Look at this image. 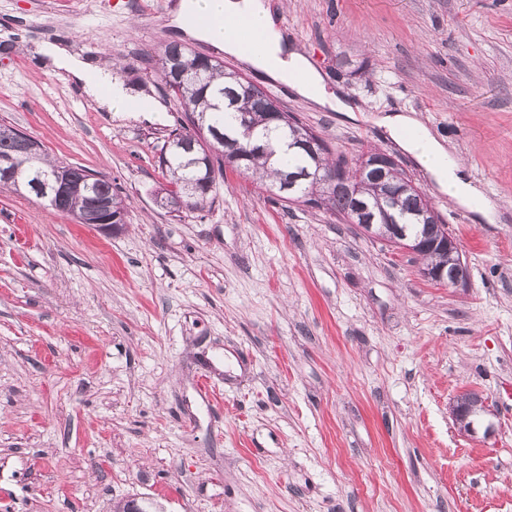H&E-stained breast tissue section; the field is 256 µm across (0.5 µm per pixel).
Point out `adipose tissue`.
<instances>
[{
	"label": "adipose tissue",
	"instance_id": "obj_1",
	"mask_svg": "<svg viewBox=\"0 0 512 512\" xmlns=\"http://www.w3.org/2000/svg\"><path fill=\"white\" fill-rule=\"evenodd\" d=\"M203 12L227 18H251L262 43L261 53L246 57L252 68L290 82L296 94L319 107L346 114L355 112L356 107L348 98L326 90L322 76L303 54L289 48L266 0H179L173 18L175 26L237 56L241 54L238 33L226 25L196 26L194 19ZM37 53L43 67L53 72H66L82 93L105 111L140 113L162 109L160 103L134 93L122 79L113 75L107 63L87 61L55 42L42 43ZM379 123L430 172L449 200L481 212L486 220H493V211L485 207L481 191L467 179L462 162L449 160L444 145L427 129L418 127L412 116L388 114L381 117Z\"/></svg>",
	"mask_w": 512,
	"mask_h": 512
}]
</instances>
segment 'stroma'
<instances>
[{
  "mask_svg": "<svg viewBox=\"0 0 512 512\" xmlns=\"http://www.w3.org/2000/svg\"><path fill=\"white\" fill-rule=\"evenodd\" d=\"M179 0H0V122L105 175L112 232L0 186V512H512V0H268L347 118L178 34ZM180 41L354 158L426 193L469 286L225 168L212 205L165 209L183 112L156 69ZM111 55L163 112L116 115L40 67L37 43ZM408 112L498 214L449 201L378 117ZM208 380L223 407L197 384ZM476 391L492 435L449 407Z\"/></svg>",
  "mask_w": 512,
  "mask_h": 512,
  "instance_id": "35a3bbf8",
  "label": "stroma"
}]
</instances>
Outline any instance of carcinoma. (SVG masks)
<instances>
[{
    "mask_svg": "<svg viewBox=\"0 0 512 512\" xmlns=\"http://www.w3.org/2000/svg\"><path fill=\"white\" fill-rule=\"evenodd\" d=\"M182 56L183 68L174 71L168 58ZM161 79L179 101L184 117L201 127L214 146L212 166L200 165L202 146L196 135L182 126L171 131L159 156V166L166 182L172 186H193L195 190L184 198V208L203 207L215 183L216 175L228 165L250 175L257 188L265 190L288 204L323 209L331 215L348 219L357 205L365 209L364 216L373 224H398L404 234L414 240H427L431 235L421 223L420 212L430 208L423 192L409 186L403 170L393 168L380 179L370 171L348 166L346 160L329 158L330 149L321 137L315 147L307 145L309 127L293 113L283 110L278 102L251 82L242 81L237 72L224 67L219 60H199V54L185 46L168 44L159 59ZM245 117L253 129V139L240 137L236 121ZM10 126L0 123V167L13 161L18 175L0 184L19 192L36 195L32 183L51 176L62 163L41 155L28 165L17 160L19 146L7 135ZM340 170L346 185L331 188L325 176ZM87 169L72 168L76 184L70 192L65 210L81 219L97 201L110 203L112 214L125 213L123 201L112 188V181L86 179ZM429 266L442 271L445 281H451L456 266L432 252L420 253Z\"/></svg>",
    "mask_w": 512,
    "mask_h": 512,
    "instance_id": "carcinoma-1",
    "label": "carcinoma"
}]
</instances>
